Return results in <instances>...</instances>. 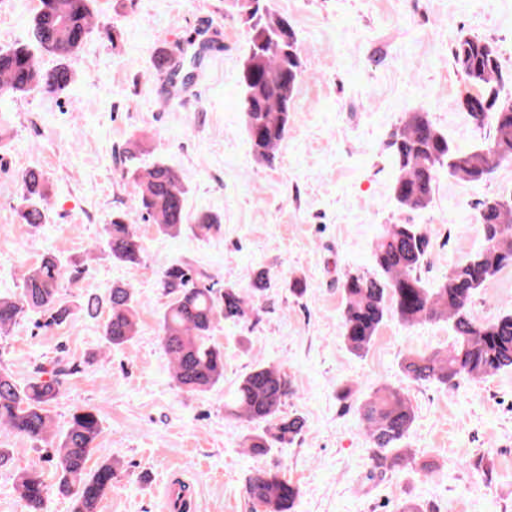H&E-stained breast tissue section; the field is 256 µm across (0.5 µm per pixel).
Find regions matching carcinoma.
Instances as JSON below:
<instances>
[{
    "mask_svg": "<svg viewBox=\"0 0 512 512\" xmlns=\"http://www.w3.org/2000/svg\"><path fill=\"white\" fill-rule=\"evenodd\" d=\"M93 0H39L33 18V43L0 49V97H16L38 90L61 95L74 82L69 60L94 29ZM248 23L245 60L240 74V95L246 131L256 160L271 166L275 152L286 138L293 100L305 68L296 30L287 18L272 15L267 0H244ZM455 65L465 77L454 106L479 127L490 126L485 141L472 149L458 148L425 112H412L392 134L388 147L399 175L393 198L405 209L423 210L433 199L438 176L449 175L471 183L488 179L492 157L498 153L512 161V112L502 111L504 89L512 75L503 71L494 47L473 34H459L452 43ZM56 60L46 69L38 54ZM140 145L125 150L126 178L130 181L137 211L153 221L158 232L176 237L185 229L194 233L219 228L210 215L188 223L186 191L174 169L139 163ZM18 215L32 226L46 220L47 194L43 175L28 170L20 178ZM482 247L451 265L435 288L422 280L421 269L430 253V240L416 224H386L373 253L374 271L345 274L344 307L340 335L355 353H363L384 322L394 317L405 325L446 321L454 332L448 346L431 353L410 352L401 369L415 382L453 384L459 378H482L512 370V310L476 320L470 310L474 297L504 269L512 268V194L487 197L478 203ZM101 245L113 261L138 265L145 247L136 225L117 213L103 225ZM79 272L75 264L46 257L22 275L20 292L0 297V333L4 334L29 313L49 327L69 320L73 309L62 301V282ZM212 276L195 272L185 262L166 267L160 287L167 298L160 315L161 343L172 361V380L186 392H205L224 378V349L212 342L222 322L236 323L258 313L255 301L266 290L268 278L260 271L246 287L208 283ZM103 325L106 343L119 347L137 335L139 304L133 291L115 285L106 302ZM71 367L61 360L39 367L26 383L0 371V426L33 443L47 440L52 417L49 407L60 395ZM292 395L286 373L261 363L252 366L224 410L260 426L245 438L248 452L261 456L293 443L305 427L303 417L283 413ZM415 414L400 388L377 387L359 408V423L367 436L371 469L369 478L409 464L401 447ZM102 433L99 412L91 406L75 408L67 429L51 447V459L60 472V491L74 498L73 512H97V505L112 488L115 469L103 462L89 470L86 462ZM16 491L26 512H41L47 486L36 471L17 475ZM245 491L252 512H294L299 488L273 469H255L246 479Z\"/></svg>",
    "mask_w": 512,
    "mask_h": 512,
    "instance_id": "1",
    "label": "carcinoma"
}]
</instances>
